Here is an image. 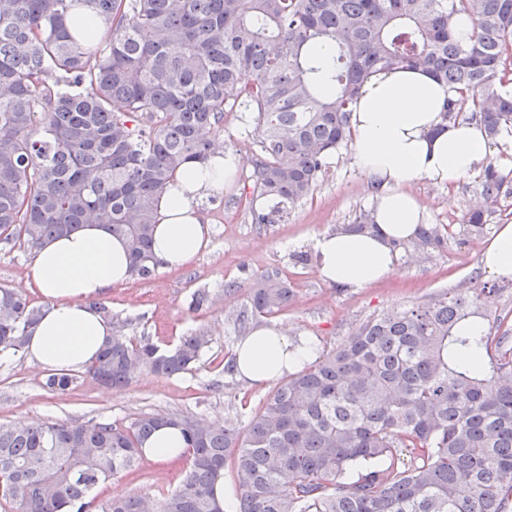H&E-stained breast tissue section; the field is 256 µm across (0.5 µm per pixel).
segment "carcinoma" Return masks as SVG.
Segmentation results:
<instances>
[{
  "mask_svg": "<svg viewBox=\"0 0 512 512\" xmlns=\"http://www.w3.org/2000/svg\"><path fill=\"white\" fill-rule=\"evenodd\" d=\"M83 8L104 24L95 44L76 23ZM457 14L472 22L466 42L452 30ZM318 42L334 46L325 64ZM511 48L512 0H0V240L37 250L92 214L125 240L131 275L149 280L161 195L184 163L207 160L224 112L254 113L253 192L269 206L251 220L272 224L348 146L351 104L377 71L422 68L460 94L444 118L469 111L489 139L512 134ZM511 191L489 162L483 205L460 232L483 236L489 208ZM336 231L380 229L364 212ZM446 241L447 226L424 224L412 247ZM484 294L457 288L368 320L241 427L174 413L1 424L0 496L14 512H223L214 484L231 459L237 512H509L512 320L497 316L495 336L461 331L486 317ZM290 298L272 272L250 310L269 316ZM39 317L0 287L1 358L24 353ZM209 343L200 332L162 349L117 328L84 376L120 389L137 370L181 374ZM77 379L53 373L44 386L64 392ZM164 426L185 439L181 484L153 501L99 498Z\"/></svg>",
  "mask_w": 512,
  "mask_h": 512,
  "instance_id": "1",
  "label": "carcinoma"
}]
</instances>
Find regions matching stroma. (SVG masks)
<instances>
[{"mask_svg": "<svg viewBox=\"0 0 512 512\" xmlns=\"http://www.w3.org/2000/svg\"><path fill=\"white\" fill-rule=\"evenodd\" d=\"M253 127L251 114L224 115L216 142L239 154L244 164L231 187L201 201L211 230L205 249L182 268H158L150 280L130 279L103 297L113 319L125 323L127 335L149 336L159 344L171 345L179 337L206 332L212 342L195 366L175 376L142 371L121 390L105 389L83 377L58 393L44 388L46 371L26 358L2 359L0 423L19 426L47 419L81 422L91 418L127 423L144 412H163L190 413L241 426L260 408L270 388L226 375L224 366L233 358L238 341L261 324L283 326L292 336L313 337L324 355L367 320L454 288L490 287V316L512 311V280L490 275L480 262L486 238L473 239L457 231L465 213L479 200L480 175L463 176L450 187L425 177L411 185V193L424 208L426 223L455 226L443 249L423 258L415 256L411 248L399 249L396 269L384 280L358 289L333 287L317 277L314 262L301 264L295 256L313 252L319 235L356 223L360 213L373 211L372 184L354 164L352 148H343L328 157L312 193L280 222L252 223ZM34 257L33 251L0 242V286L26 295L39 306L43 298L26 280ZM273 270L279 271L293 290L288 308L239 324L237 316L248 309L253 289ZM199 291L207 292L209 300L195 310L190 303ZM185 468L182 458L163 465L145 459L101 485L98 494L105 499L126 492L153 500L175 489Z\"/></svg>", "mask_w": 512, "mask_h": 512, "instance_id": "35a3bbf8", "label": "stroma"}]
</instances>
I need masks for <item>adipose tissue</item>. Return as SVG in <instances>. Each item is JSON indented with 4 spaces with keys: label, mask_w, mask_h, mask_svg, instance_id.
Returning a JSON list of instances; mask_svg holds the SVG:
<instances>
[{
    "label": "adipose tissue",
    "mask_w": 512,
    "mask_h": 512,
    "mask_svg": "<svg viewBox=\"0 0 512 512\" xmlns=\"http://www.w3.org/2000/svg\"><path fill=\"white\" fill-rule=\"evenodd\" d=\"M455 95V89L421 69L379 72L365 83L353 105V160L376 189L374 219L381 232L317 238L316 270L323 281L364 288L387 278L398 263L393 242L413 239L424 219L409 185L426 177L450 186L485 165L483 127L443 118ZM240 167L238 155L221 149L204 162L183 165L158 204L153 253L161 266H184L206 247L209 226L200 201L223 191ZM482 265L494 277L512 279V224L497 229ZM28 278L46 301L27 340L29 361L61 372L83 369L112 334L92 303L129 280L125 241L88 221L38 249ZM317 353L311 337L261 326L237 344L235 371L249 384L264 385L313 361Z\"/></svg>",
    "instance_id": "1"
}]
</instances>
